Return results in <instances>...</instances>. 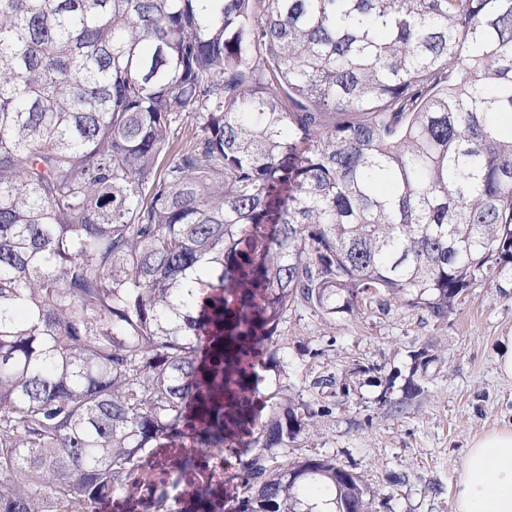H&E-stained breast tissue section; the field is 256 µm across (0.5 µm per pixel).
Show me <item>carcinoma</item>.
<instances>
[{"instance_id":"obj_1","label":"carcinoma","mask_w":512,"mask_h":512,"mask_svg":"<svg viewBox=\"0 0 512 512\" xmlns=\"http://www.w3.org/2000/svg\"><path fill=\"white\" fill-rule=\"evenodd\" d=\"M512 0H0V512L137 495L248 439L231 512H370L269 454L294 305L442 320L512 266ZM183 512H212L203 478ZM169 462L170 461L161 459L153 470L147 472L146 476H136L139 484L140 497L144 502L150 501L160 489H166L169 495L175 500L176 504L182 503L185 494H183L181 490L174 491L175 489L173 488V482L175 480L180 482H182V480L179 473H175Z\"/></svg>"}]
</instances>
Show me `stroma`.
<instances>
[{"instance_id": "obj_1", "label": "stroma", "mask_w": 512, "mask_h": 512, "mask_svg": "<svg viewBox=\"0 0 512 512\" xmlns=\"http://www.w3.org/2000/svg\"><path fill=\"white\" fill-rule=\"evenodd\" d=\"M512 341V272L478 284L437 321L395 305L327 318L289 308L278 327L277 355L258 384L268 412L279 392L317 409L310 428L278 450L280 461L333 458L359 473L375 495L373 512H453L455 483L473 439L512 427V379L497 358ZM433 361L418 393L408 380L413 356ZM363 371H355V364ZM331 376L330 387L316 380ZM402 413L379 403L384 387Z\"/></svg>"}]
</instances>
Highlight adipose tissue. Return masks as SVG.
<instances>
[{
  "instance_id": "obj_1",
  "label": "adipose tissue",
  "mask_w": 512,
  "mask_h": 512,
  "mask_svg": "<svg viewBox=\"0 0 512 512\" xmlns=\"http://www.w3.org/2000/svg\"><path fill=\"white\" fill-rule=\"evenodd\" d=\"M455 512H512V429L473 440L458 478Z\"/></svg>"
}]
</instances>
